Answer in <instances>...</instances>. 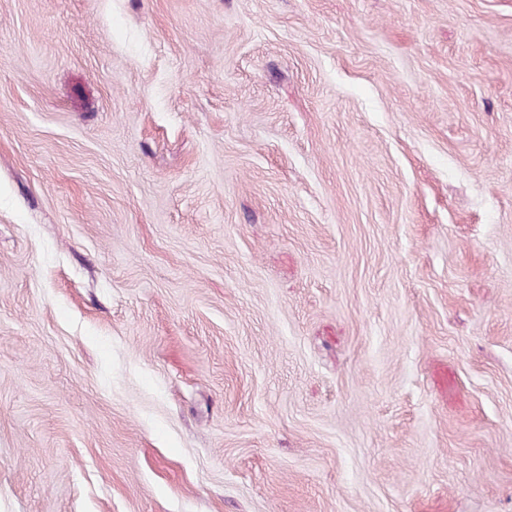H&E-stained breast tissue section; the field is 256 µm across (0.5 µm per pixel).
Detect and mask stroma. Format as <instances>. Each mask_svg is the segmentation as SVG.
Here are the masks:
<instances>
[{
	"label": "stroma",
	"instance_id": "stroma-1",
	"mask_svg": "<svg viewBox=\"0 0 512 512\" xmlns=\"http://www.w3.org/2000/svg\"><path fill=\"white\" fill-rule=\"evenodd\" d=\"M0 512H512V0H0Z\"/></svg>",
	"mask_w": 512,
	"mask_h": 512
}]
</instances>
